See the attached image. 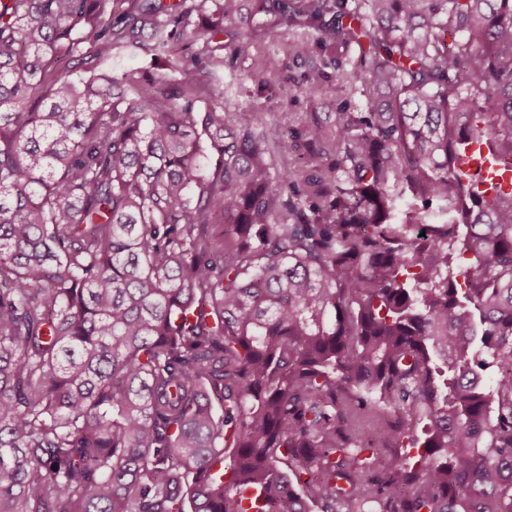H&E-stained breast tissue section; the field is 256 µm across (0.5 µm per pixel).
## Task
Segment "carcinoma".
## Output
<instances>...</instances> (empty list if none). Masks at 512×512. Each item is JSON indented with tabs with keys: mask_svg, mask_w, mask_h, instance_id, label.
Returning a JSON list of instances; mask_svg holds the SVG:
<instances>
[{
	"mask_svg": "<svg viewBox=\"0 0 512 512\" xmlns=\"http://www.w3.org/2000/svg\"><path fill=\"white\" fill-rule=\"evenodd\" d=\"M267 20L336 135L195 108ZM117 47L176 74L58 67ZM303 138L336 161L271 177ZM479 140L512 160V0H0V512H512Z\"/></svg>",
	"mask_w": 512,
	"mask_h": 512,
	"instance_id": "cac0c4a2",
	"label": "carcinoma"
}]
</instances>
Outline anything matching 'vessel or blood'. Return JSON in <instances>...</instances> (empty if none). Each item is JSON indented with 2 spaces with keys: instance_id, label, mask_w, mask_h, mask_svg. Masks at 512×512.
<instances>
[{
  "instance_id": "b4317fda",
  "label": "vessel or blood",
  "mask_w": 512,
  "mask_h": 512,
  "mask_svg": "<svg viewBox=\"0 0 512 512\" xmlns=\"http://www.w3.org/2000/svg\"><path fill=\"white\" fill-rule=\"evenodd\" d=\"M463 182L488 194H512V162L490 154L484 143H472L458 166Z\"/></svg>"
}]
</instances>
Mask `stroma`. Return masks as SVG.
I'll return each instance as SVG.
<instances>
[{"label": "stroma", "instance_id": "obj_1", "mask_svg": "<svg viewBox=\"0 0 512 512\" xmlns=\"http://www.w3.org/2000/svg\"><path fill=\"white\" fill-rule=\"evenodd\" d=\"M300 37L297 31L260 24L243 49L225 46L224 74L236 79L233 91L222 99L225 111L247 109L261 121L277 120L287 128L304 127L314 118L335 127V96L303 88L310 59L294 51Z\"/></svg>", "mask_w": 512, "mask_h": 512}]
</instances>
